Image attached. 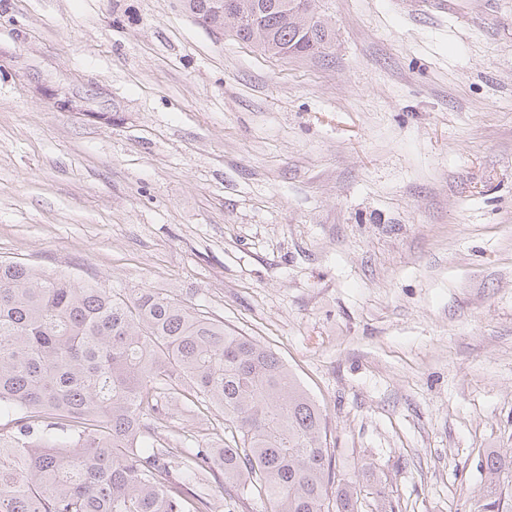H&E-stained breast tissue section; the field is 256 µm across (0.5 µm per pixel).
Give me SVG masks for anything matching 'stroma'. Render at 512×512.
I'll return each instance as SVG.
<instances>
[{"instance_id": "35a3bbf8", "label": "stroma", "mask_w": 512, "mask_h": 512, "mask_svg": "<svg viewBox=\"0 0 512 512\" xmlns=\"http://www.w3.org/2000/svg\"><path fill=\"white\" fill-rule=\"evenodd\" d=\"M318 0L279 59L183 0H0V259L268 344L362 512L512 448V0Z\"/></svg>"}]
</instances>
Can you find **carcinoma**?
Returning <instances> with one entry per match:
<instances>
[{
  "label": "carcinoma",
  "instance_id": "obj_1",
  "mask_svg": "<svg viewBox=\"0 0 512 512\" xmlns=\"http://www.w3.org/2000/svg\"><path fill=\"white\" fill-rule=\"evenodd\" d=\"M255 17L236 37L272 56L336 45L297 0H237ZM208 417L194 448L161 431L172 407ZM0 512H215L207 474H224V512H360L336 475L322 411L253 336L151 288L118 296L0 260ZM512 472V448L485 459V508Z\"/></svg>",
  "mask_w": 512,
  "mask_h": 512
}]
</instances>
